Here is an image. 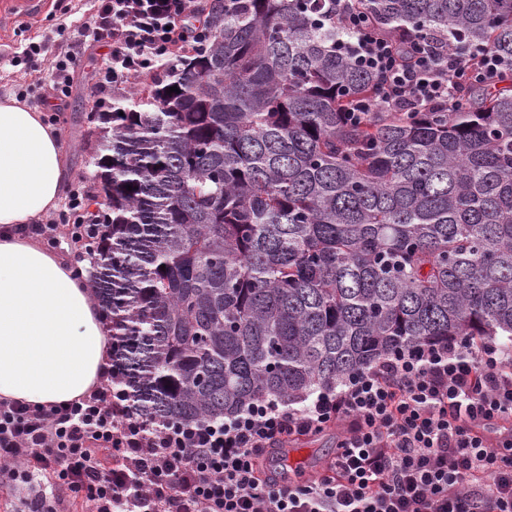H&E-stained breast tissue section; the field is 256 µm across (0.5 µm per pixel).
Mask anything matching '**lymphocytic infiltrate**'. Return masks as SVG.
<instances>
[{
    "instance_id": "lymphocytic-infiltrate-1",
    "label": "lymphocytic infiltrate",
    "mask_w": 512,
    "mask_h": 512,
    "mask_svg": "<svg viewBox=\"0 0 512 512\" xmlns=\"http://www.w3.org/2000/svg\"><path fill=\"white\" fill-rule=\"evenodd\" d=\"M91 36L110 50L99 91L154 73L200 46L190 24L205 0H96ZM350 34L338 50L376 81L352 116L389 109L452 112L463 89L499 84L496 53H462L440 37L395 41L356 0H336ZM73 193L58 225L33 226L49 248L104 234ZM336 455L313 480L264 481L270 449L325 428ZM45 475L89 512H512V356L492 341L440 340L390 353L293 408L265 397L228 420L147 424L104 382L63 406L0 400V491Z\"/></svg>"
}]
</instances>
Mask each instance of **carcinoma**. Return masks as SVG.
Here are the masks:
<instances>
[{
    "instance_id": "carcinoma-1",
    "label": "carcinoma",
    "mask_w": 512,
    "mask_h": 512,
    "mask_svg": "<svg viewBox=\"0 0 512 512\" xmlns=\"http://www.w3.org/2000/svg\"><path fill=\"white\" fill-rule=\"evenodd\" d=\"M359 2L394 39L512 62V0ZM205 28L90 131L109 233L88 274L135 409L229 417L401 348L512 342V75L351 121L375 81L336 50L335 0H209Z\"/></svg>"
}]
</instances>
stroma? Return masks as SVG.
Segmentation results:
<instances>
[{
    "instance_id": "stroma-1",
    "label": "stroma",
    "mask_w": 512,
    "mask_h": 512,
    "mask_svg": "<svg viewBox=\"0 0 512 512\" xmlns=\"http://www.w3.org/2000/svg\"><path fill=\"white\" fill-rule=\"evenodd\" d=\"M94 13L93 0H52L47 11L33 19L15 20L0 39V97L16 95L21 85L35 82L44 95H51L53 75L48 60L53 55L72 51L78 64L71 72V93L56 101L57 116L63 129L69 172L66 191L84 185L93 171L89 165L91 144L87 140V115L94 110L98 95L95 87L104 65L105 47L84 37L83 31ZM66 24L65 33H57L58 24ZM44 42L45 49L34 61L22 58L29 42ZM288 469L293 480L308 479L315 469L336 454V431L327 429L292 441Z\"/></svg>"
}]
</instances>
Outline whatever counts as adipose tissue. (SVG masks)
Listing matches in <instances>:
<instances>
[{"instance_id":"adipose-tissue-1","label":"adipose tissue","mask_w":512,"mask_h":512,"mask_svg":"<svg viewBox=\"0 0 512 512\" xmlns=\"http://www.w3.org/2000/svg\"><path fill=\"white\" fill-rule=\"evenodd\" d=\"M60 129L12 96L0 99V400L56 406L99 387L110 332L73 261L29 225L64 191Z\"/></svg>"}]
</instances>
